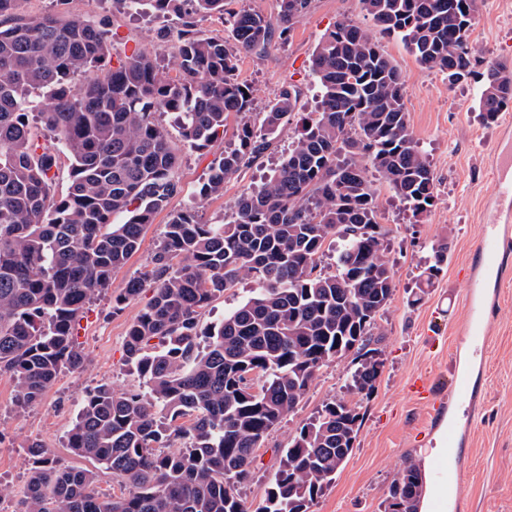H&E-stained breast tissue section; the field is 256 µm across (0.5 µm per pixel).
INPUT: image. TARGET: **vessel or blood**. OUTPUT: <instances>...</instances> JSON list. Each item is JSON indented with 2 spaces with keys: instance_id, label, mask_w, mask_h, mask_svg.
<instances>
[{
  "instance_id": "vessel-or-blood-1",
  "label": "vessel or blood",
  "mask_w": 512,
  "mask_h": 512,
  "mask_svg": "<svg viewBox=\"0 0 512 512\" xmlns=\"http://www.w3.org/2000/svg\"><path fill=\"white\" fill-rule=\"evenodd\" d=\"M496 174V187L500 206L503 209L512 207V154H498L493 158ZM501 216L496 213L484 224L483 231L475 243L467 269L468 286L467 314L462 326V333L468 339L474 356H481L487 345L490 326L486 320V305L489 301V286H501L506 277L507 255L506 243L512 235L507 227L500 222ZM452 381L449 396L459 406H473L477 398L474 381L451 369ZM441 445L448 453L434 463L436 475L453 470L462 438L456 421H449L441 435Z\"/></svg>"
}]
</instances>
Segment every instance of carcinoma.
Segmentation results:
<instances>
[{
    "label": "carcinoma",
    "instance_id": "obj_1",
    "mask_svg": "<svg viewBox=\"0 0 512 512\" xmlns=\"http://www.w3.org/2000/svg\"><path fill=\"white\" fill-rule=\"evenodd\" d=\"M20 0H0V373L15 380L17 407L40 400L64 369L82 367L77 326L139 249L146 225L180 193L179 163L157 115L203 148L240 117L233 146L199 189L224 183L264 156L297 110L302 91L282 86L251 123L253 89L236 77L238 55L288 38L311 0H279L278 19L244 9L230 39L199 35L224 0H125L135 10L177 11L178 74L136 53L111 66L109 24L53 14L23 19ZM374 24L399 38L420 66L448 75L473 67L476 0H361ZM107 71L77 91L71 80ZM311 71L321 105L274 175L241 195L231 221L207 224L192 210L170 214L152 268L113 300L117 312L146 281L153 296L126 335V357L144 391L87 393L67 436L71 451L112 472L125 493L103 496L97 472L56 466L27 444L32 469L20 512H248L239 488L253 475L256 448L332 360L355 351L351 387L371 393L380 376L373 325L394 291L382 248L373 173L413 211L434 203V175L409 130L400 70L360 26L338 20L317 44ZM512 102V68L491 62L479 100L497 120ZM38 120L53 139L32 132ZM69 186L54 200L58 154ZM335 251V271L321 260ZM447 247L421 274L431 285ZM248 276L251 297L224 314L199 347L201 311ZM362 415L326 402L281 450L257 512H309L353 451ZM178 453L165 451L172 439ZM415 465L392 481L385 512H417Z\"/></svg>",
    "mask_w": 512,
    "mask_h": 512
}]
</instances>
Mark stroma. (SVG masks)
<instances>
[{
    "mask_svg": "<svg viewBox=\"0 0 512 512\" xmlns=\"http://www.w3.org/2000/svg\"><path fill=\"white\" fill-rule=\"evenodd\" d=\"M243 8L273 18L279 4L277 0H224L223 16L207 17L199 24L200 32L228 38V17ZM49 11L64 19L81 15L109 23L116 34L113 58L138 49L167 68L176 66L175 43L159 36L161 30L176 25V17L133 16L121 0H20L18 5L19 16L26 19ZM340 19L368 29L399 68L408 124L429 157L435 201L428 211L416 213L400 203L387 184L374 182L384 229L382 244L395 285L392 299L377 315L373 329L382 363L376 388L367 396L350 390L353 354L323 366L295 408L258 448L255 475L242 496L249 512H255L278 467L279 449L287 447L324 403L342 398L357 404L363 419L351 456L311 512H384L399 469L417 463L419 449L435 445L437 426L449 413L444 408L434 409V398L447 396L448 369L457 361L480 383L475 414L456 413L459 426L469 430L457 459L466 475L468 512H512V282L501 288L498 303L487 310L493 335L482 361L471 359L459 336L467 294L464 274L496 195L491 159L512 147V106L491 124L484 122L478 107L488 63L512 64V0H485L470 36L473 71L453 85L445 74L422 69L400 39L382 34L360 0H312L308 11L295 19L288 41L276 39L265 53L241 55L236 75L254 90L252 122H260L267 105L288 83L302 90L295 117L264 157L229 179L222 194L208 198L200 197L197 189L211 163L233 143L236 117H229L221 140L202 149L181 148L175 171L181 193L147 225L139 250L113 274L108 291L80 322L79 340L86 357L83 367L61 371L41 400L24 411L16 406L12 378L0 374V512L18 508L32 467L25 450L29 442L38 441L49 448L58 467L91 468V461L68 448V432L88 391L102 384L111 385L118 393L140 390L137 375L126 363L125 340L153 290L143 288L117 313L112 310L113 298L150 266L172 212L191 207L209 223L228 219L236 199L271 175L302 122L317 106L318 87L309 58L322 34ZM443 244L448 247L445 269L432 286L421 288V274Z\"/></svg>",
    "mask_w": 512,
    "mask_h": 512,
    "instance_id": "1",
    "label": "stroma"
}]
</instances>
